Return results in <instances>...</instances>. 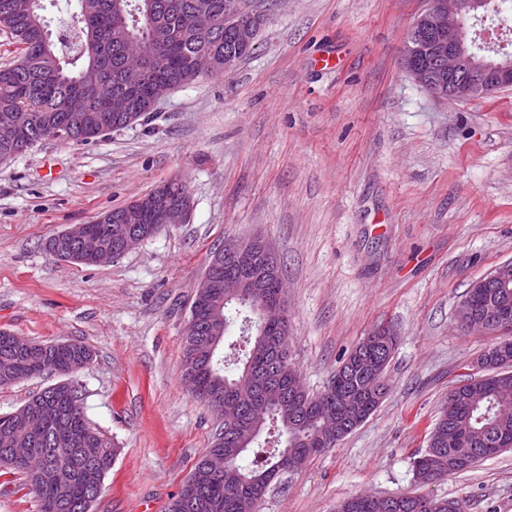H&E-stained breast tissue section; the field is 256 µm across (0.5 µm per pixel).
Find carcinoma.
<instances>
[{"instance_id": "1", "label": "carcinoma", "mask_w": 512, "mask_h": 512, "mask_svg": "<svg viewBox=\"0 0 512 512\" xmlns=\"http://www.w3.org/2000/svg\"><path fill=\"white\" fill-rule=\"evenodd\" d=\"M80 23L79 42L90 40L95 53L64 50L62 39L54 41L46 28L41 8L30 6V0H0V30L8 32L21 53L14 64L0 67V118L20 115L25 118L23 129L35 146L46 139L63 142H89L124 124L112 112V94L124 92L134 101L140 117L153 109L155 85L174 87L195 80L191 69L193 57L210 51L224 56V0H78ZM187 12H198L210 20V25L186 30L180 18ZM139 19H134V16ZM91 70L97 77L96 86L81 80V74ZM207 310L220 309L224 321L233 325L246 324V314L252 312L249 302L224 303V281L214 282L207 289ZM467 297L483 308L494 310L504 305L512 312V288L480 293L471 288ZM9 332L0 330V365L7 364L9 374L0 372V388L22 380L59 373L63 364L84 355L88 348L79 342H66L65 354L53 357L43 369L33 372L28 359L20 351L6 345ZM210 338L202 333L195 343L184 340L182 372L193 362L210 359L209 369L202 371L200 383L224 395V401H234L242 409L246 421L259 426L277 428L284 438V447L268 450L253 441L243 451L235 450L230 433L215 434L207 453H224L228 463L224 473L215 475L195 464L187 482L197 486L198 509L195 512H257V493L262 490L282 454L290 451L309 460L325 448H311L309 441L318 432L315 418L303 419L300 409L289 395L269 398L262 387L253 393L237 392L235 382L246 372L253 359L249 349L242 366L233 375L224 374V358L209 353ZM275 367V373L298 389H303L297 370L289 360ZM489 378H479L462 385L465 401L455 408L445 403L429 435L428 448L414 458L415 478L430 484L450 475L466 472L480 461L506 449H512V369L500 372L486 370ZM76 395L57 404L56 418L43 431L34 433L36 419L26 413L23 405L15 415H0V472L24 476V487L33 494L41 512H90L101 493L103 482L112 469L116 454L112 443L93 427L84 411L79 386L65 376ZM321 401L335 409L346 408L366 420L377 404L366 390L364 375L352 369L349 376L338 381L332 390L322 392ZM68 429L77 439L67 446L59 438ZM461 438L475 443L478 455L470 464L456 461L453 441ZM252 461L244 465L247 453ZM53 479L58 469L71 471L69 485L49 496L43 483L31 477V470ZM342 512H379L373 501L355 497L339 505Z\"/></svg>"}]
</instances>
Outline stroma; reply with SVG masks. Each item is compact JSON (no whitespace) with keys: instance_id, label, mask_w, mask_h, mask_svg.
I'll list each match as a JSON object with an SVG mask.
<instances>
[{"instance_id":"obj_1","label":"stroma","mask_w":512,"mask_h":512,"mask_svg":"<svg viewBox=\"0 0 512 512\" xmlns=\"http://www.w3.org/2000/svg\"><path fill=\"white\" fill-rule=\"evenodd\" d=\"M425 0H278L254 51L84 143L0 162V330L75 341L90 424L116 450L91 512H168L219 425L181 376L210 252L262 235L287 283L288 357L312 394L377 326L389 393L334 448L276 479L258 512L430 495L512 512V450L424 485L412 462L449 391L496 343L461 330L470 286L512 260V88L439 101L400 65ZM193 208L112 263L64 262L55 234L162 182Z\"/></svg>"}]
</instances>
